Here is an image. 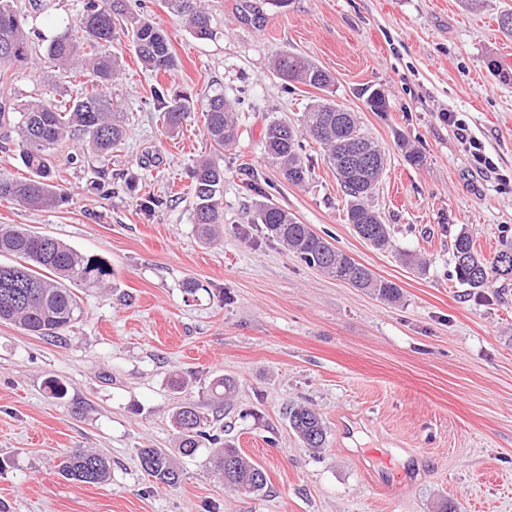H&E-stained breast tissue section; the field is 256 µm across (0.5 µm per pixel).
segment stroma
I'll return each mask as SVG.
<instances>
[{
	"label": "stroma",
	"instance_id": "35a3bbf8",
	"mask_svg": "<svg viewBox=\"0 0 512 512\" xmlns=\"http://www.w3.org/2000/svg\"><path fill=\"white\" fill-rule=\"evenodd\" d=\"M144 2L178 69L152 76L125 49L112 91L129 132L111 160L70 142L57 158L67 203L38 212L0 202V225H28L113 271L110 289L82 294L62 339L0 324V503L8 512H438L446 501L456 512H512V282L469 288L452 255L463 229L488 257L512 241V36L500 26L512 0H207L217 31L207 41L162 0ZM83 4L18 2L47 36ZM286 49L334 76L327 96L387 153L372 205L390 226L388 250L353 232L319 144L305 143L303 185L266 162L267 122L297 121L325 96L284 88L271 61ZM158 83L197 101L214 90L239 100L236 144L214 153L199 109L179 135L165 134ZM369 87L384 91L387 112L370 110ZM79 91L44 61L11 85L23 101ZM448 112L465 131L443 121ZM408 145L424 166L408 162ZM477 145L489 166L474 162ZM209 154L224 168V223L205 243L189 169ZM103 168L124 180L92 190ZM262 190L395 282L400 299L329 278L269 238L255 218ZM149 195L168 202L143 209ZM220 376L235 381L227 404L209 394ZM50 378L66 385L63 398L46 391ZM184 403L265 470L260 495L211 476L203 450L181 459L177 486L144 473L138 449L177 448L173 414ZM292 404L320 414L324 448L303 447ZM75 448L107 457L110 479L63 476L58 463Z\"/></svg>",
	"mask_w": 512,
	"mask_h": 512
}]
</instances>
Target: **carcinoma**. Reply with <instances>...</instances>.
Listing matches in <instances>:
<instances>
[{
    "label": "carcinoma",
    "mask_w": 512,
    "mask_h": 512,
    "mask_svg": "<svg viewBox=\"0 0 512 512\" xmlns=\"http://www.w3.org/2000/svg\"><path fill=\"white\" fill-rule=\"evenodd\" d=\"M164 4L184 19L194 38L213 37L211 15L203 0H164ZM25 22L17 0H0L1 66L24 70L33 64V31L26 28ZM76 25L82 32L79 38L68 24L49 40L40 33L37 39L41 40L44 58L60 75L84 77L86 89L64 103L51 95L24 103L0 101V147L15 145L27 172L22 177L0 173V201L34 210L56 209L68 198L67 191L57 182L58 149L80 139L105 159L125 140L128 128L121 102L108 93L121 66L119 54L113 51L120 36L127 37L145 68L169 73L178 66L163 30L143 11L130 8L125 0H86ZM272 68L287 85L300 83L326 90L334 82L329 71L290 51L277 54ZM152 96L161 110L165 132H179L194 111L193 102L160 83L153 88ZM203 112L205 134L214 150L236 143L237 110L224 93L210 95ZM308 137L319 143L326 162L336 173L346 199L347 223L374 248L391 247L388 225L369 204L385 170V152L362 132L354 113L333 101H319L303 113L297 125L276 119L266 125L264 158L292 185H301L309 178L303 144ZM190 178L194 223L202 239L212 240L224 223V167L211 158H199L190 170ZM256 222L264 225L269 237L328 277L366 289L386 301L399 299L396 283L376 276L276 203L259 201ZM452 252L457 277L470 288H485L492 282L512 279V244L503 246L489 260L478 253L471 235L462 230L453 240ZM0 256L12 257L11 263H0V323L51 341L61 338L81 316L80 298L74 288L102 289L112 276V267L105 258L78 251L23 224L0 225ZM234 390L235 383L228 377L216 379L210 388L212 398L226 401ZM288 421L304 447H324L326 426L314 409L292 406ZM174 423L181 455L194 456L209 444V464L225 485L242 494H257L266 487L265 471L237 449L219 446L220 438L207 430V419L197 406L179 407ZM138 460L141 469L157 484L174 487L182 480V471L170 450L140 448ZM62 473L74 481L100 484L110 477V463L93 450L77 448L66 456Z\"/></svg>",
    "instance_id": "cac0c4a2"
}]
</instances>
